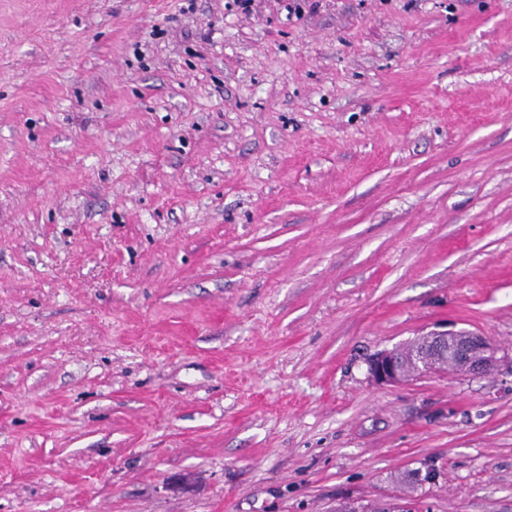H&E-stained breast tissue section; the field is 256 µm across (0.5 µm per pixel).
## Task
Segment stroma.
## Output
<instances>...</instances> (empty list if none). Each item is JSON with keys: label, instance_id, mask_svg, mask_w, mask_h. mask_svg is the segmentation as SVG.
<instances>
[{"label": "stroma", "instance_id": "35a3bbf8", "mask_svg": "<svg viewBox=\"0 0 512 512\" xmlns=\"http://www.w3.org/2000/svg\"><path fill=\"white\" fill-rule=\"evenodd\" d=\"M459 329L512 0H0V512H512L511 367L368 376ZM400 351L401 348L382 350L370 359L368 370L375 382L397 384L408 378L401 366Z\"/></svg>", "mask_w": 512, "mask_h": 512}]
</instances>
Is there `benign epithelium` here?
<instances>
[{"instance_id": "obj_1", "label": "benign epithelium", "mask_w": 512, "mask_h": 512, "mask_svg": "<svg viewBox=\"0 0 512 512\" xmlns=\"http://www.w3.org/2000/svg\"><path fill=\"white\" fill-rule=\"evenodd\" d=\"M414 346L419 374L441 370L442 360L448 359L464 375L483 376L507 359L486 337L469 331L435 332L420 337ZM368 370L371 378L382 384H397L407 379L398 348L376 353L368 362Z\"/></svg>"}]
</instances>
